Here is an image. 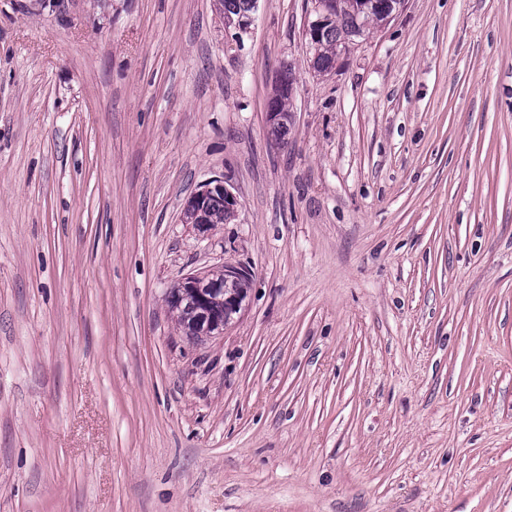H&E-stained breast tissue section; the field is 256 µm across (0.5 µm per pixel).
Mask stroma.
<instances>
[{"label":"stroma","instance_id":"35a3bbf8","mask_svg":"<svg viewBox=\"0 0 512 512\" xmlns=\"http://www.w3.org/2000/svg\"><path fill=\"white\" fill-rule=\"evenodd\" d=\"M305 12L0 0V512H512V0L328 73ZM227 265L248 308L186 336ZM292 85L293 83L290 77L285 75L277 85L275 95L269 102V107L275 112H270L269 110L266 112L268 124L270 126L273 125V133H276L277 137L280 139L288 132L290 113H288L287 105L291 98L290 89ZM277 112L281 113L283 121L274 125L279 120ZM220 193L221 196H216L210 199L208 205V224H224L231 218V214L224 211L226 209L233 211L235 206V199L229 189L224 185V181L213 180L206 184L203 189L192 194L186 201L183 214L189 216L188 222L196 224L203 228L208 224H204V213L208 198ZM250 272L246 267L224 266V278L212 279L206 273H191L184 277L167 294V301L180 308H171L176 313L179 324L182 326L183 314L185 317L184 329L187 336L201 340L212 336L223 335L235 317H240L246 309V300L250 288ZM216 295H222L219 301L224 302L223 310L211 309L209 304L216 300Z\"/></svg>","mask_w":512,"mask_h":512}]
</instances>
